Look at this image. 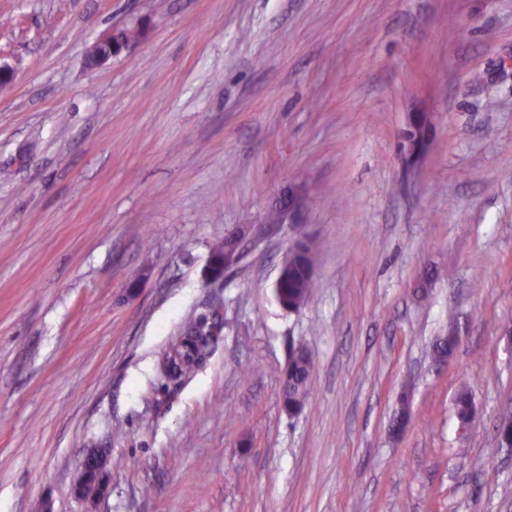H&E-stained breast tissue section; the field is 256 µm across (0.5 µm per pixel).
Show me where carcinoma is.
<instances>
[{"label": "carcinoma", "instance_id": "1", "mask_svg": "<svg viewBox=\"0 0 512 512\" xmlns=\"http://www.w3.org/2000/svg\"><path fill=\"white\" fill-rule=\"evenodd\" d=\"M317 254L313 244L307 240L297 242L284 257L288 276L275 287V295L280 305L289 311H298L307 306L316 295L314 270ZM221 328L218 311H213L211 322L197 318L186 321L181 332L187 338L167 351L161 360L166 378L176 386L189 381L202 358L212 353L218 336L214 329ZM315 365L306 348L299 344L292 349L281 391L283 407L293 410L304 406L313 385Z\"/></svg>", "mask_w": 512, "mask_h": 512}]
</instances>
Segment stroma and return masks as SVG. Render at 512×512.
<instances>
[{
    "label": "stroma",
    "instance_id": "35a3bbf8",
    "mask_svg": "<svg viewBox=\"0 0 512 512\" xmlns=\"http://www.w3.org/2000/svg\"><path fill=\"white\" fill-rule=\"evenodd\" d=\"M509 58L512 0H0V512H512ZM305 238L317 295L291 312L274 284ZM214 305V351L168 388L159 359ZM115 35H112V42H110V37H105L95 43L91 52L92 63L99 65L108 62L112 57L119 55L131 43L121 39L113 40ZM255 241L256 236L251 226H243L228 237L226 246L223 239L215 241L211 246L210 253L218 260L224 256V268L228 269L242 259ZM314 376L315 365L306 348L302 344L293 347L288 364V375L286 373L281 391L285 410L292 411L297 406H304L310 394ZM106 462L102 457L99 456H89L85 462L84 469L81 473L80 478L77 480L74 486V495L84 500V481L86 480V473L93 470L96 473V484L98 486V495H102L106 489V482L104 479V469Z\"/></svg>",
    "mask_w": 512,
    "mask_h": 512
}]
</instances>
